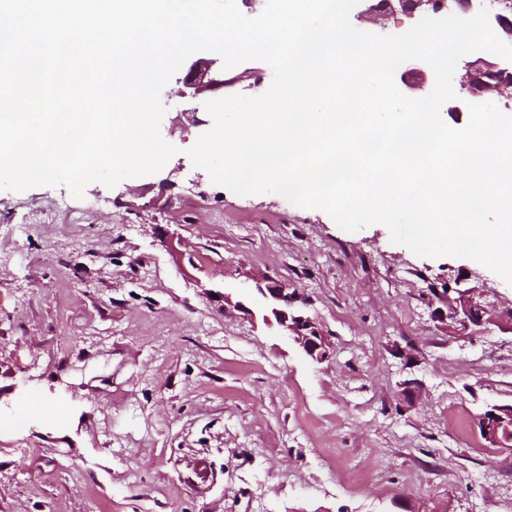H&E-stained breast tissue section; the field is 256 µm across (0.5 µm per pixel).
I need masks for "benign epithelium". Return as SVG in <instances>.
<instances>
[{"instance_id": "7a95c632", "label": "benign epithelium", "mask_w": 512, "mask_h": 512, "mask_svg": "<svg viewBox=\"0 0 512 512\" xmlns=\"http://www.w3.org/2000/svg\"><path fill=\"white\" fill-rule=\"evenodd\" d=\"M471 4L472 0H367L361 16L370 24L380 25L388 14L397 10L410 15H442L450 11L465 13ZM178 83L179 97L192 103L233 86L234 80L224 78L223 62L197 60L185 68ZM510 86L506 71L485 59L468 62L459 77L460 90L472 98H498ZM258 292L267 301L283 335L292 339L307 357L319 362L328 356L329 339L312 318L293 307V293L288 291V285L272 283L258 287ZM455 293L457 297L448 300L447 305L450 335L470 339L490 323L512 332V308L494 314L480 303L477 289L464 286L455 289Z\"/></svg>"}]
</instances>
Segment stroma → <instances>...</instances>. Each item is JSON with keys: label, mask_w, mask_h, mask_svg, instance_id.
I'll return each mask as SVG.
<instances>
[{"label": "stroma", "mask_w": 512, "mask_h": 512, "mask_svg": "<svg viewBox=\"0 0 512 512\" xmlns=\"http://www.w3.org/2000/svg\"><path fill=\"white\" fill-rule=\"evenodd\" d=\"M227 74L234 95L273 81ZM178 89L159 172L0 191V512H512V449L474 424L512 404V332L456 338L435 311L457 279L498 312L512 284L212 184L187 151L213 120ZM264 279L298 289L328 359L264 322Z\"/></svg>", "instance_id": "obj_1"}]
</instances>
